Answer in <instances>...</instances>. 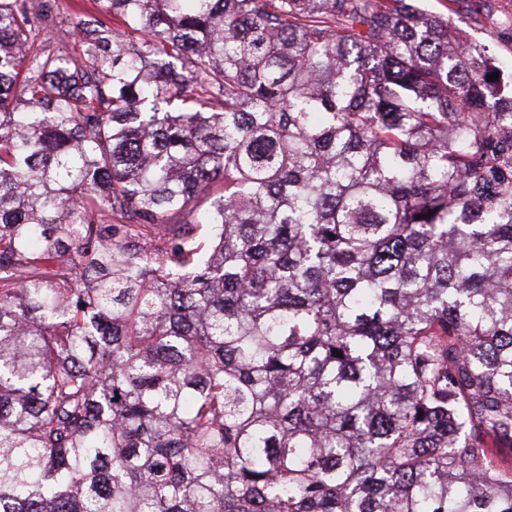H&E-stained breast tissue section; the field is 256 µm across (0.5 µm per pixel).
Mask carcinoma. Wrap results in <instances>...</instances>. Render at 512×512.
<instances>
[{"label":"carcinoma","instance_id":"cac0c4a2","mask_svg":"<svg viewBox=\"0 0 512 512\" xmlns=\"http://www.w3.org/2000/svg\"><path fill=\"white\" fill-rule=\"evenodd\" d=\"M106 4L0 0V512H512V80L416 0ZM41 2H49L50 8L49 19L42 27L43 44L55 48L63 47L62 42H67L71 50L75 49V53H72L73 58H83V55L79 56L81 48L79 46L74 48L73 39H67L64 36V31L72 26L71 21L74 17H80L90 23L91 28L97 27L98 24L112 27V15L104 10L102 0H41Z\"/></svg>","mask_w":512,"mask_h":512}]
</instances>
